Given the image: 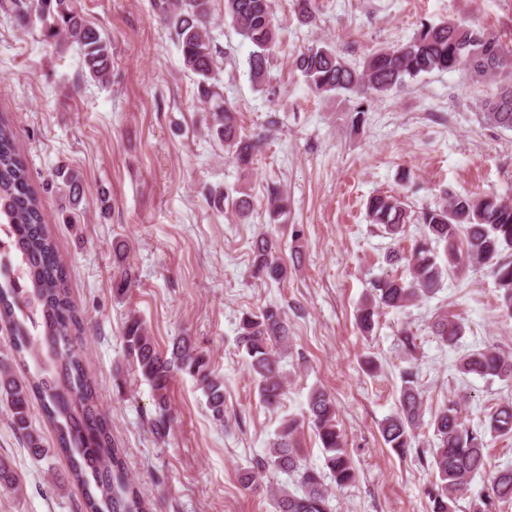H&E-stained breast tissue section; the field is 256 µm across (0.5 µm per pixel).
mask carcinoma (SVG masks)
Instances as JSON below:
<instances>
[{
    "label": "carcinoma",
    "mask_w": 512,
    "mask_h": 512,
    "mask_svg": "<svg viewBox=\"0 0 512 512\" xmlns=\"http://www.w3.org/2000/svg\"><path fill=\"white\" fill-rule=\"evenodd\" d=\"M210 0H154L160 19L174 29L184 67L197 76L200 101L213 112L211 134L246 170L261 148V140L241 131L236 111L224 102L217 86V54L207 30ZM294 10L305 22L316 20V0H294ZM27 11L42 23L52 19L48 36L80 47L83 65L98 82L107 79L112 66V44L89 25L67 0H27ZM224 16L236 33L252 46L248 56L251 80L265 82L278 45L273 23L272 0H224ZM314 93L333 96L382 94L434 71L463 68L476 82L491 88L482 101L484 117L492 124L512 130V50L500 37L474 24L454 20L421 24L406 43L378 49L362 67L352 66L332 46L322 42L297 53L293 59ZM268 223L276 224L288 213V197L278 187L269 188ZM367 217L392 238L404 225H422V234L408 254L392 251L391 259L405 260V275L377 279L361 302L356 321L369 334L385 310H400L442 289L448 275L464 262L488 265L500 292V306L512 315V203L495 195H452L441 205L411 214L400 196L378 194L367 202ZM0 227L6 241L0 247V321L10 326V348L0 352V405L35 458L46 456L40 436L30 423V404L41 402L57 431L58 449L67 456L72 476L82 488L83 512H149L150 507L130 480L123 449L112 439V429L99 412L97 390L84 364L80 331L82 317L66 288V270L45 222L39 195L21 157L8 119L0 117ZM445 244V259L437 245ZM252 272L262 282L281 283L288 266L280 258L277 241L260 232L252 241ZM118 274L115 295L128 294L135 285L131 266L125 263L122 245L113 247ZM433 334L454 347L463 335L461 323L439 312ZM290 336L284 309L266 305L243 313L237 347L246 354L250 372L262 402L275 409L285 390L282 359L288 354ZM125 356L139 377L153 391L155 415L150 429L166 436L173 424L169 390L177 374L191 376L206 397L210 416L224 423V381L211 368L210 358L190 337L179 336L171 347L158 348L145 322L127 316L123 326ZM31 359L35 373L19 379L10 360ZM458 372L512 380V355L499 349L465 352L458 358ZM423 419V395L416 366L403 371L397 410L381 423L386 445L404 456ZM308 422L322 448L327 473L300 464L299 433ZM432 448L415 451L419 462L430 461L436 481L426 490L430 512H454L457 500L469 491L473 478L484 474L489 487L473 504V512H489L495 502H512V466H491L485 435L480 428L465 425L460 403L448 400L434 413ZM487 429L499 436H512V400L501 401L488 414ZM293 472L301 493L278 486L269 489L275 512H332V489L355 483L356 463L346 448L335 400L322 388L313 389L303 419L284 421L256 467L241 477L243 488L258 486L267 470ZM0 489L17 491L20 479L5 459H0Z\"/></svg>",
    "instance_id": "1"
}]
</instances>
